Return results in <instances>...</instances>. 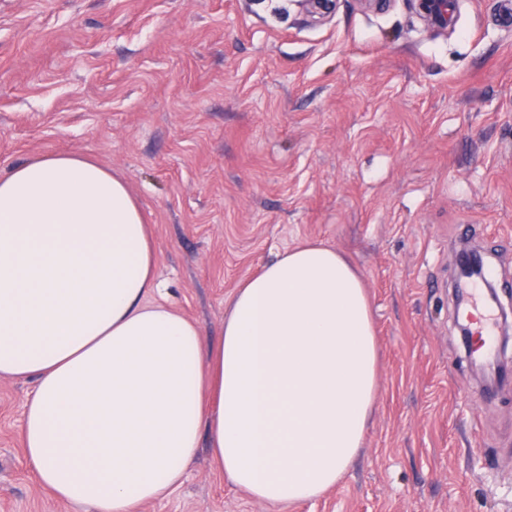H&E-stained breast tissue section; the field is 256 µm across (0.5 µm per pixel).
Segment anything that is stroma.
<instances>
[{
  "mask_svg": "<svg viewBox=\"0 0 512 512\" xmlns=\"http://www.w3.org/2000/svg\"><path fill=\"white\" fill-rule=\"evenodd\" d=\"M458 0H0V172L67 153L125 182L164 303L208 341L237 284L302 242L359 270L373 417L335 488L287 512H512V382L480 397L447 281L464 225L512 277V26ZM33 381L0 376V512H63L22 439ZM138 512H278L201 446Z\"/></svg>",
  "mask_w": 512,
  "mask_h": 512,
  "instance_id": "35a3bbf8",
  "label": "stroma"
}]
</instances>
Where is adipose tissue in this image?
Segmentation results:
<instances>
[{"mask_svg": "<svg viewBox=\"0 0 512 512\" xmlns=\"http://www.w3.org/2000/svg\"><path fill=\"white\" fill-rule=\"evenodd\" d=\"M155 243L125 183L75 156L0 175V376L33 380L22 425L68 512L171 493L201 439L228 483L279 507L335 487L362 448L378 349L358 271L304 243L239 282L209 343L150 302Z\"/></svg>", "mask_w": 512, "mask_h": 512, "instance_id": "1", "label": "adipose tissue"}]
</instances>
